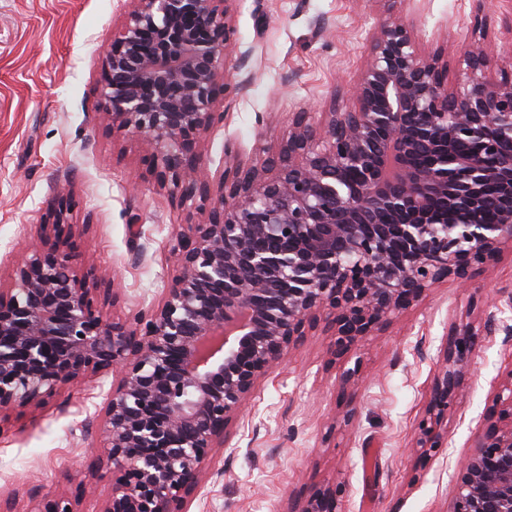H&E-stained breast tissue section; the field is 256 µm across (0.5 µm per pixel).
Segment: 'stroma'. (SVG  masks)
<instances>
[{
    "label": "stroma",
    "mask_w": 512,
    "mask_h": 512,
    "mask_svg": "<svg viewBox=\"0 0 512 512\" xmlns=\"http://www.w3.org/2000/svg\"><path fill=\"white\" fill-rule=\"evenodd\" d=\"M127 0H0V277L36 237L51 205L70 197L79 273H107L116 302L99 301L104 318L130 317L157 304L172 266L171 237L185 211L160 190L142 140L113 133L99 88L103 53ZM502 0H238L236 42L251 49L245 91L218 97L224 122L211 130V169L232 143L249 157L257 138L276 141L289 112L322 111L355 79L368 39L395 13L426 51L442 49L448 81L476 47L508 48ZM487 20L473 31L475 16ZM512 255L474 272L472 287L445 282L361 349L362 383L344 391L315 332L258 386L248 423L217 453L220 473L193 512H286L292 493L346 486L345 512H448L454 474L470 454L483 415L512 372L501 334L482 337L471 364L472 390L448 416V447L421 458L415 424L435 370L436 348L451 323L479 320L486 305L512 325ZM97 388L85 379L43 408L14 411L0 423V500L60 493L95 512L112 476L100 465ZM350 424H343L344 414Z\"/></svg>",
    "instance_id": "stroma-1"
}]
</instances>
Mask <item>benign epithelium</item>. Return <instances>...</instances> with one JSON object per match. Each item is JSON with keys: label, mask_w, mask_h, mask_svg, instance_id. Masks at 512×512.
Returning a JSON list of instances; mask_svg holds the SVG:
<instances>
[{"label": "benign epithelium", "mask_w": 512, "mask_h": 512, "mask_svg": "<svg viewBox=\"0 0 512 512\" xmlns=\"http://www.w3.org/2000/svg\"><path fill=\"white\" fill-rule=\"evenodd\" d=\"M128 2L103 60L112 128L145 140L158 184L202 220L176 232L161 301L107 322L94 302L105 279L79 275L59 250L72 224L68 207L52 209L54 237L41 231L0 287V422L96 375L113 475L99 512H190L259 383L306 336L328 333L332 358L354 356L431 288H468L470 272L512 250V63L477 47L450 91L441 54L391 16L346 100L292 113L249 162L225 145L214 178L202 148L224 121L217 95L247 86L234 76L249 57L237 51L238 0ZM496 331L512 343L490 311L441 337L421 455L448 447V411L479 337ZM337 381L358 387L360 360ZM342 493L291 496L288 512H342ZM27 512L80 510L58 495ZM449 512H512V370L455 473Z\"/></svg>", "instance_id": "1"}]
</instances>
